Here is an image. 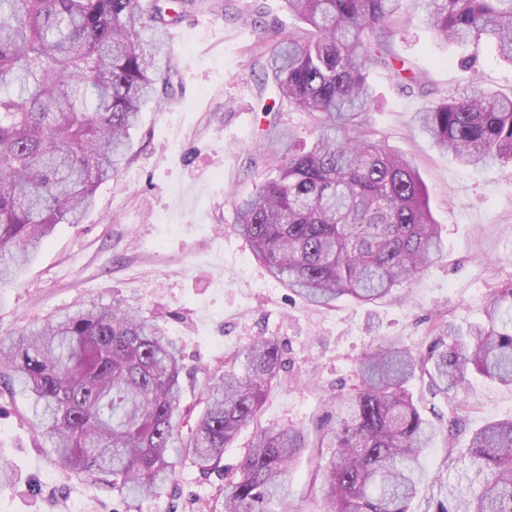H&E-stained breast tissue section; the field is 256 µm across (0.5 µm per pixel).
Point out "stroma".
Segmentation results:
<instances>
[{
    "mask_svg": "<svg viewBox=\"0 0 512 512\" xmlns=\"http://www.w3.org/2000/svg\"><path fill=\"white\" fill-rule=\"evenodd\" d=\"M272 24L284 34L297 27L284 0H206L171 26L174 93L144 110L127 163L99 186L82 223L57 225L17 284L0 289V337L80 304L120 303L160 316L183 351L182 407L196 416L208 368L253 337L272 336L285 347V368L259 424L312 436L327 419L326 398L354 383L366 352L394 338L420 351L442 318L464 330L482 321L493 292L512 282V171L458 165L411 117L472 76L491 92L511 94L512 64L483 40L442 43L404 0L388 48L428 88H404L391 69H372L366 128L416 166L444 255L392 297L368 304L343 297L316 308L255 259L232 205L276 174L275 158L259 147L266 121L256 98V64L267 55ZM412 392L438 432L424 458L431 470L446 466L449 420L460 419L463 448L486 422L512 418V387L479 376L452 398L424 380ZM252 435L243 429L225 449L223 470L204 476L179 462L167 492L139 503L59 469L26 396L0 383V463L11 476L0 487V512H223L224 476L238 467ZM316 465L303 453L284 491L308 512L320 507Z\"/></svg>",
    "mask_w": 512,
    "mask_h": 512,
    "instance_id": "obj_1",
    "label": "stroma"
}]
</instances>
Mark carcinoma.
I'll list each match as a JSON object with an SVG mask.
<instances>
[{
    "label": "carcinoma",
    "instance_id": "obj_1",
    "mask_svg": "<svg viewBox=\"0 0 512 512\" xmlns=\"http://www.w3.org/2000/svg\"><path fill=\"white\" fill-rule=\"evenodd\" d=\"M195 0H0V288L12 284L58 224H78L98 186L127 160L131 130L150 102L170 94L167 29ZM401 0H285L303 27L272 41L259 102L275 114L262 129L278 174L234 201L254 256L303 301L393 295L443 251L428 191L410 161L372 141V66ZM446 42L492 40L512 62V0H424ZM306 113L311 142L279 123ZM459 164L512 168V95L469 84L413 116ZM282 345L258 337L208 372L204 410L180 416L182 354L156 319L132 307L79 306L36 329L0 338V369L32 403L56 466L98 475L122 497L159 498L173 459L203 474L258 418L281 383ZM512 385V283L465 332L440 320L414 354L385 342L361 360L336 396V419L309 444L295 428H259L224 483V512H275L293 462L331 450L320 512H512V419L475 431L454 481L429 472L437 432L409 384L469 388L472 376Z\"/></svg>",
    "mask_w": 512,
    "mask_h": 512
}]
</instances>
